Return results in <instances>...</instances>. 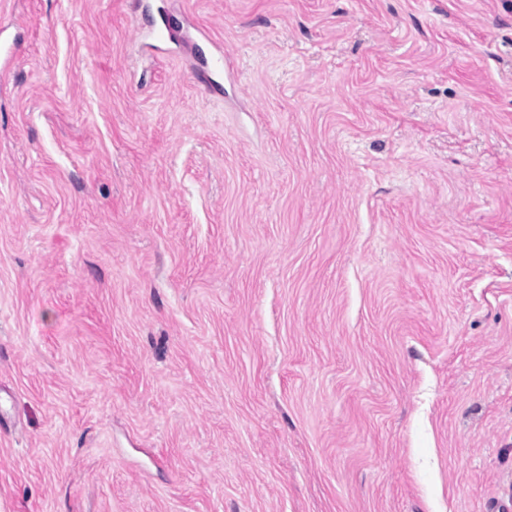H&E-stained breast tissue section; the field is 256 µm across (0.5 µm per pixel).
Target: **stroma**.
Instances as JSON below:
<instances>
[{
  "label": "stroma",
  "mask_w": 512,
  "mask_h": 512,
  "mask_svg": "<svg viewBox=\"0 0 512 512\" xmlns=\"http://www.w3.org/2000/svg\"><path fill=\"white\" fill-rule=\"evenodd\" d=\"M0 34V512H512V0Z\"/></svg>",
  "instance_id": "obj_1"
}]
</instances>
